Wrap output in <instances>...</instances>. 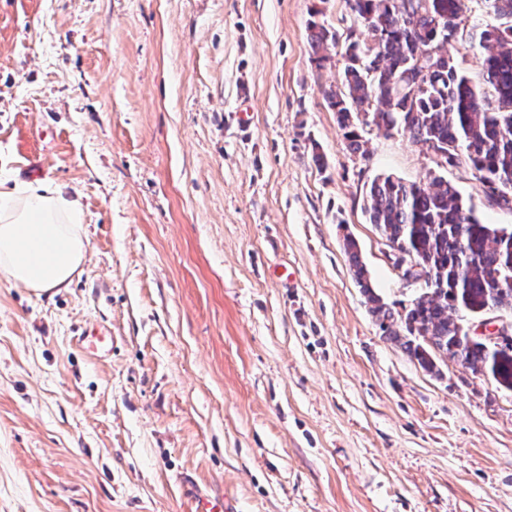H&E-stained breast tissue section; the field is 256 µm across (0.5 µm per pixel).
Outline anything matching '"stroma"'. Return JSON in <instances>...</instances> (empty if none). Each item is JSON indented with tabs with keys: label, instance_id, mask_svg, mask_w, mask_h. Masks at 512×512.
<instances>
[{
	"label": "stroma",
	"instance_id": "1",
	"mask_svg": "<svg viewBox=\"0 0 512 512\" xmlns=\"http://www.w3.org/2000/svg\"><path fill=\"white\" fill-rule=\"evenodd\" d=\"M352 25L345 0H0V179L76 188L88 239L67 289L0 279V512H190L197 488L235 512H512V391L423 370L342 246L399 310L420 288L364 212L375 177L443 176L499 229L512 209L407 132L350 153L324 91ZM93 328L109 357L79 347ZM309 45L317 68H322L329 60L328 50L336 45V34L322 24L311 22L309 26Z\"/></svg>",
	"mask_w": 512,
	"mask_h": 512
}]
</instances>
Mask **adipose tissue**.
Instances as JSON below:
<instances>
[{
    "label": "adipose tissue",
    "instance_id": "obj_1",
    "mask_svg": "<svg viewBox=\"0 0 512 512\" xmlns=\"http://www.w3.org/2000/svg\"><path fill=\"white\" fill-rule=\"evenodd\" d=\"M80 194L41 180L0 188V278L38 293L69 287L86 252Z\"/></svg>",
    "mask_w": 512,
    "mask_h": 512
}]
</instances>
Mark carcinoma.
<instances>
[{"instance_id": "carcinoma-1", "label": "carcinoma", "mask_w": 512, "mask_h": 512, "mask_svg": "<svg viewBox=\"0 0 512 512\" xmlns=\"http://www.w3.org/2000/svg\"><path fill=\"white\" fill-rule=\"evenodd\" d=\"M485 2L501 23L474 25L472 48L484 77L477 85L445 50L463 23V0H346L353 27L344 54L345 92L331 90L325 99L351 152L367 155L366 127L385 134L402 129L441 153L446 166L470 169L499 205L512 196V0ZM309 45L320 69L336 34L312 22ZM430 48L441 63L412 93L417 63ZM364 210L425 275L421 295L395 311L376 292L356 240L343 235L354 279L384 335L431 374L450 359L511 391L512 342L492 352L468 338L461 323L489 309L512 311V231L482 223L441 176L428 184L378 176Z\"/></svg>"}]
</instances>
